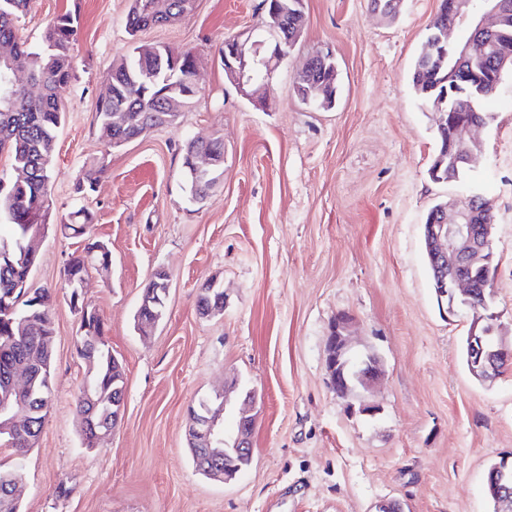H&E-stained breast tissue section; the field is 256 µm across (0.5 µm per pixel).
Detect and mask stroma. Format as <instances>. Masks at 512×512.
Instances as JSON below:
<instances>
[{"label": "stroma", "mask_w": 512, "mask_h": 512, "mask_svg": "<svg viewBox=\"0 0 512 512\" xmlns=\"http://www.w3.org/2000/svg\"><path fill=\"white\" fill-rule=\"evenodd\" d=\"M260 0H193L182 19L130 37L131 0H31L18 20L39 44L60 14L78 10L67 119L52 157V208L29 282L54 298L53 393L23 466L20 512H494L491 463L512 456V368L482 383L461 359L470 315L440 310L422 224L461 190L428 168L435 116L411 82L438 0H403L392 19L371 0H304L305 32L251 100L224 79L227 37L258 26ZM193 52L199 93L177 125L108 150L95 103L112 63L132 42ZM338 62L334 107L294 92L316 51ZM484 150L470 186L495 207V288L501 333L512 336V73L490 104ZM224 137V178L192 200L179 145ZM101 160L107 172L82 199L74 183ZM95 215L93 239L112 251L91 270L85 300L126 372L125 410L99 447H84L76 401L88 367L76 350L79 316L63 266L85 239L62 234L68 213ZM169 274L163 319L143 335L135 314L157 269ZM216 281L224 308L200 316L201 287ZM352 346L385 375L368 416L331 389L325 339L340 313ZM239 380L259 412L250 466L208 479L192 461L187 412ZM66 483L68 496L56 493Z\"/></svg>", "instance_id": "1"}]
</instances>
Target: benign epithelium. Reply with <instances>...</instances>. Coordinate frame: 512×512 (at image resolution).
Instances as JSON below:
<instances>
[{
	"label": "benign epithelium",
	"instance_id": "obj_1",
	"mask_svg": "<svg viewBox=\"0 0 512 512\" xmlns=\"http://www.w3.org/2000/svg\"><path fill=\"white\" fill-rule=\"evenodd\" d=\"M512 11V0H483L480 6L474 0H440L438 15L446 27L438 34L437 50L445 55L447 51L459 56L458 63H465L472 56L481 53V44L495 39L499 42L503 59L512 58V33L502 29L504 17ZM225 79L242 95L252 99L264 81L249 72V66H263L267 73L287 58L285 43L267 44L253 40V35L242 34L224 40L222 52ZM502 71L467 77V71L459 66L448 71V98L452 104L443 106L437 100L434 111L439 115L438 129L448 131V153L439 157V163H448L455 170H471L475 156L482 150V142L473 132L485 123L467 117L475 107L473 88L480 84L498 85ZM201 164L189 167L188 176L194 182L203 180L218 166V161L208 153H201ZM480 194L469 191L460 196L453 212L439 206L425 225L426 252L432 274V285L439 301L446 302L447 313L459 309L472 313L469 331V371L479 380L490 381L512 364V343L497 340L494 336L497 313L491 311L493 298L494 252L492 236L494 224H476L474 216ZM86 276L81 275L68 281L72 306L79 312L80 333L94 331V321L78 301L84 298L83 288ZM349 318L336 316L326 336V368L329 384L337 396L348 398L358 391H368L383 376V365L373 354L354 355L348 348ZM112 378V414L121 416L125 403V375L120 365H115ZM10 387L16 392L34 391V381L24 369L14 370ZM224 398L223 404L213 408L210 401L202 399L191 410L188 433L192 445H201L204 459L224 462V469L209 473V477L229 483L242 470L240 462L252 457V434L255 425L257 392L253 388L224 389L218 392ZM90 410L81 415L84 425V445L100 444L109 431L100 429L93 420L98 403L84 396ZM234 403L237 411L235 431L228 433L219 423V416L226 405ZM488 491L499 504L512 499V467L502 463L488 478Z\"/></svg>",
	"mask_w": 512,
	"mask_h": 512
}]
</instances>
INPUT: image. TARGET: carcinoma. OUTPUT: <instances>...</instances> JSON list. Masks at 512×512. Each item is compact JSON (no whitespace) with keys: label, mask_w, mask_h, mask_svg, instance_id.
<instances>
[{"label":"carcinoma","mask_w":512,"mask_h":512,"mask_svg":"<svg viewBox=\"0 0 512 512\" xmlns=\"http://www.w3.org/2000/svg\"><path fill=\"white\" fill-rule=\"evenodd\" d=\"M304 0H261L262 26L276 37H288L295 46L302 37L304 26ZM29 0H0V51L12 52L14 67L25 72V82L15 83L8 100L0 96V155L12 162L17 177L9 184L0 181V224L12 226L9 240L0 238V248L15 251L27 242L24 225L34 222V210H49L51 158L58 132L65 121L60 104L61 93L73 77L72 43L77 31L76 14L67 11L48 25L42 36L41 48L33 49L19 33L18 18L26 11ZM192 0H132L126 17L130 35L157 25L169 24L183 17L191 8ZM174 61L180 72L197 69V58L190 51L175 52L167 46H136L132 53L112 65L103 91L96 103V120L102 134L126 143L153 130L174 126L181 112L168 104L167 86L143 84L145 73L158 67V58ZM457 59L448 56L444 61H430L426 50H421L415 60L413 88L422 104L432 106L445 84L442 80L448 67ZM329 59L321 65L314 78L297 89L301 100L319 99L320 107L329 108L335 101L336 88L328 84L333 77ZM121 113L122 121L112 124V113ZM107 165L94 162L88 165L74 184V192L83 198L96 191L105 176ZM93 227V214L86 209L70 213L68 222L61 229L76 232V227ZM106 253L90 254L84 250L73 253L66 260L64 275L88 273ZM24 271L0 258V400L11 395L10 405L27 415L24 432L40 434L48 404L36 396H19L9 393L7 378L11 371L23 368L37 375L41 383L52 369L54 341L48 322L52 321L51 306L43 303L50 293L41 288L23 287ZM34 315V322L22 328L9 314L12 306ZM99 342L88 339L89 347L77 348L81 358L92 364L93 375L89 383L94 398H102L104 405L112 400V350L102 340L106 325L97 318ZM21 476L20 468H0V512H15V506L3 485Z\"/></svg>","instance_id":"carcinoma-1"}]
</instances>
